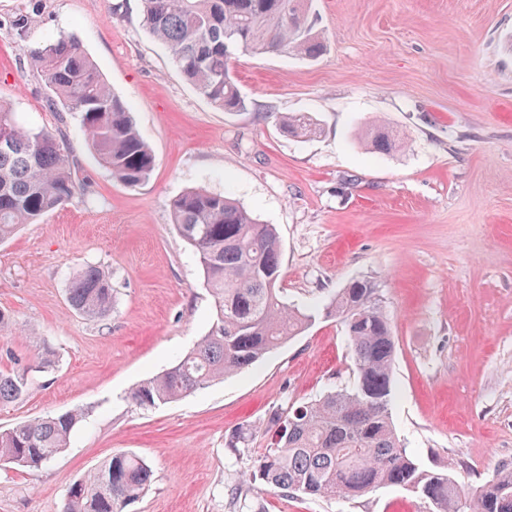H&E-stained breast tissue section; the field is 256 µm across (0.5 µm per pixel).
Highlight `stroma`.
I'll return each mask as SVG.
<instances>
[{
  "mask_svg": "<svg viewBox=\"0 0 512 512\" xmlns=\"http://www.w3.org/2000/svg\"><path fill=\"white\" fill-rule=\"evenodd\" d=\"M326 51L237 55L247 111L213 107L143 25L141 0H0V100L31 127H65L85 192L0 244V369L28 391L0 432L79 409L70 444L36 471L0 465V512H62L70 486L117 452L143 457L148 491L124 512H436L400 487L361 498L286 496L252 479L274 411L352 383L353 352L325 306L350 281L380 284L396 343V431L427 471L470 501L512 465V0H313ZM37 23L17 35L11 22ZM72 36L129 106L155 156L150 180H114L76 113L46 107L27 50ZM305 113L316 138L288 136ZM405 134L374 154L363 126ZM203 188L240 202L282 243L280 297L313 320L249 371L143 408L129 394L210 330L213 299L170 203ZM109 270V318L74 313L80 268ZM55 364L37 371L41 344ZM253 429L233 451L239 429ZM280 123L289 135L303 138H315L320 134V127L314 119L305 114H285L279 116Z\"/></svg>",
  "mask_w": 512,
  "mask_h": 512,
  "instance_id": "obj_1",
  "label": "stroma"
}]
</instances>
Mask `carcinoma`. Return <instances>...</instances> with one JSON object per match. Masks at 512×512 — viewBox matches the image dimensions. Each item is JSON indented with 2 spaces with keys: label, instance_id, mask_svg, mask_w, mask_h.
<instances>
[{
  "label": "carcinoma",
  "instance_id": "obj_1",
  "mask_svg": "<svg viewBox=\"0 0 512 512\" xmlns=\"http://www.w3.org/2000/svg\"><path fill=\"white\" fill-rule=\"evenodd\" d=\"M143 21L166 46L183 78L214 107L248 110L230 69L236 55L280 51L313 59L325 48L323 32L308 22L310 0H141ZM28 65L49 89L53 112H77L99 163L116 181L135 187L150 179L155 159L140 137L127 104L112 92L94 61L67 36L27 53ZM288 134L315 138L320 127L305 114L279 116ZM366 142L390 154L403 136L373 125ZM68 140L61 129L27 127L0 103V242L20 226L55 211L80 190ZM179 234L194 250L215 320L182 358L131 392L144 407L177 400L216 379L242 372L292 336L312 316L288 308L277 283L281 244L271 224L258 222L235 200L189 190L171 203ZM67 301L93 319L112 314L111 273L88 265L70 282ZM351 341L356 378L287 414L274 412L275 446L258 459L255 474L289 496L358 498L398 486L429 499L436 512H461L460 491L446 473L425 471L398 438L389 406L396 346L379 284L352 281L326 307ZM28 371L0 372V405L20 400ZM79 411L33 419L0 432V462L27 469L48 465L69 443ZM152 470L141 457L119 452L75 481L63 512H124L150 487ZM470 512H512V467L503 466L479 490Z\"/></svg>",
  "mask_w": 512,
  "mask_h": 512
}]
</instances>
